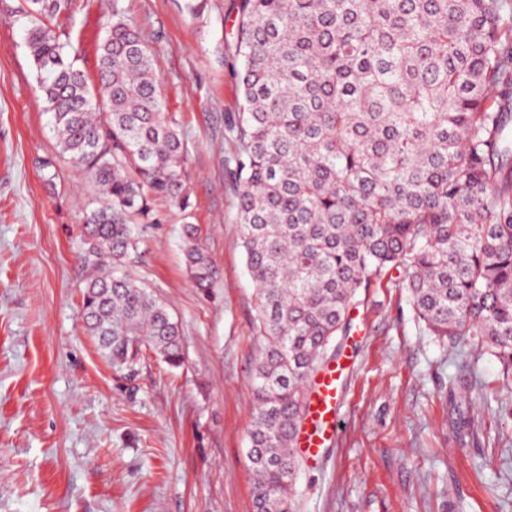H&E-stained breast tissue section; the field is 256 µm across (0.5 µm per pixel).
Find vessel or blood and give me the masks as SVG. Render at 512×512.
I'll use <instances>...</instances> for the list:
<instances>
[{
  "label": "vessel or blood",
  "mask_w": 512,
  "mask_h": 512,
  "mask_svg": "<svg viewBox=\"0 0 512 512\" xmlns=\"http://www.w3.org/2000/svg\"><path fill=\"white\" fill-rule=\"evenodd\" d=\"M341 369L330 366L315 375L304 408V423L292 442L298 456L311 465L321 463L325 444L339 433L337 406Z\"/></svg>",
  "instance_id": "1"
}]
</instances>
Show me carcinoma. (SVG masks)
<instances>
[{
  "label": "carcinoma",
  "mask_w": 512,
  "mask_h": 512,
  "mask_svg": "<svg viewBox=\"0 0 512 512\" xmlns=\"http://www.w3.org/2000/svg\"><path fill=\"white\" fill-rule=\"evenodd\" d=\"M90 0H26L34 93L61 154L99 193L82 226L81 317L101 357L141 349L171 368L183 338L124 273L158 199L191 207L187 155L154 55L119 3L100 23L95 76L66 59ZM502 0H238L229 168L262 338L249 429L254 512H294L287 447L312 377L358 292L398 271L440 341L466 339L512 375V23ZM194 288L218 268L183 229Z\"/></svg>",
  "instance_id": "cac0c4a2"
}]
</instances>
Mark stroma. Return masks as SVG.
I'll return each instance as SVG.
<instances>
[{
  "mask_svg": "<svg viewBox=\"0 0 512 512\" xmlns=\"http://www.w3.org/2000/svg\"><path fill=\"white\" fill-rule=\"evenodd\" d=\"M127 8L187 149L192 221L219 267L193 288L182 217L167 202L126 261L178 320L184 363L144 351L133 370L99 355L80 316L76 257L91 178L60 154L33 92L24 0H0V512H252L248 459L257 300L227 176L238 109L224 39L231 0H93ZM52 160L47 174L43 160ZM337 355L351 370L341 429L303 466L295 512H512V379L494 357L435 342L405 289L360 292Z\"/></svg>",
  "mask_w": 512,
  "mask_h": 512,
  "instance_id": "1",
  "label": "stroma"
}]
</instances>
